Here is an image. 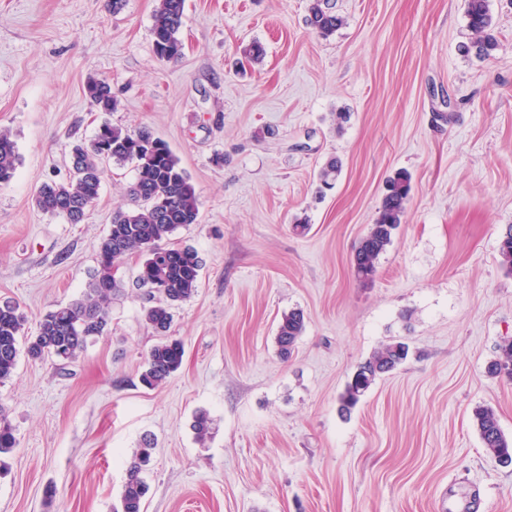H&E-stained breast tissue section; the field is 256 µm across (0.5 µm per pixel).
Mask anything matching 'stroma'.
<instances>
[{
    "instance_id": "1",
    "label": "stroma",
    "mask_w": 512,
    "mask_h": 512,
    "mask_svg": "<svg viewBox=\"0 0 512 512\" xmlns=\"http://www.w3.org/2000/svg\"><path fill=\"white\" fill-rule=\"evenodd\" d=\"M310 3L186 0L184 55L165 62L156 0L116 14L108 0H0V130L19 153L0 185V301L20 304L32 334L87 288L133 165L108 167L80 224L32 197L66 180L73 145L105 121L178 158L199 220L170 243L202 264L172 310L185 355L164 385L140 383L159 336L134 286L139 253L116 274L106 336L64 366L19 356L0 385L18 442L0 512H111L146 436L144 512H512V465L473 421L492 408L512 438V381L487 373L512 336L498 255L512 224V0H488L498 44L485 58L462 50L466 0H334L344 24L326 38ZM91 77L111 82L117 111L91 108ZM399 171L406 215L363 285L354 251ZM293 309L306 329L284 359L275 335ZM394 341L407 361L341 413L353 372Z\"/></svg>"
}]
</instances>
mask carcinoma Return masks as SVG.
<instances>
[{"mask_svg": "<svg viewBox=\"0 0 512 512\" xmlns=\"http://www.w3.org/2000/svg\"><path fill=\"white\" fill-rule=\"evenodd\" d=\"M185 0H157L151 33L156 55L165 61H177L183 55L180 37ZM467 27L475 36L478 56H488L497 45V37L487 0H467ZM310 26L329 36L342 26L343 18L333 10L330 0H311ZM85 93L99 112L110 113L118 105L111 84L88 79ZM107 144L101 151L95 144ZM18 157L7 131H0V185L9 183L16 172ZM131 163L136 178L128 187L130 204L112 215L107 235L102 240L91 280L83 295L67 304H58L39 320L37 333L25 334L27 315L16 302H0V384L9 380L17 366L19 345L32 360L55 358L61 354L77 357L89 342L105 335L110 324L109 304L117 282L113 260L133 253L145 255L135 286L145 289L148 306L146 322L157 332L170 328L173 305L192 298L201 268L197 253L189 247H170V236L178 229L198 222V196L187 172L163 141L146 131L131 133L103 122L88 145H76L71 154L72 172L65 182L43 184L33 197V205L44 214L64 218L69 224L81 223L89 205L98 198L104 177V164ZM411 193V177L398 172L386 181L381 205L374 223L360 240L354 256L355 277L362 283L376 275V262L392 243L395 231L403 223ZM498 253L501 265L512 272V225L500 235ZM305 331V317L299 310L282 315L276 342L282 357L290 355ZM500 355L488 366V374L512 380V336L502 339ZM408 356L405 343L394 341L379 348L359 366L340 395L341 410L350 411L362 400L381 375L391 372ZM184 344L167 337L148 351L140 382L147 389L165 384L183 364ZM474 423L487 453L497 462L512 461V439L507 438L494 411L480 407ZM17 445L15 428L5 407L0 405V471L5 458ZM154 443L148 436L135 449L127 465V478L113 512H143L148 487L144 474L152 462Z\"/></svg>", "mask_w": 512, "mask_h": 512, "instance_id": "1", "label": "carcinoma"}]
</instances>
